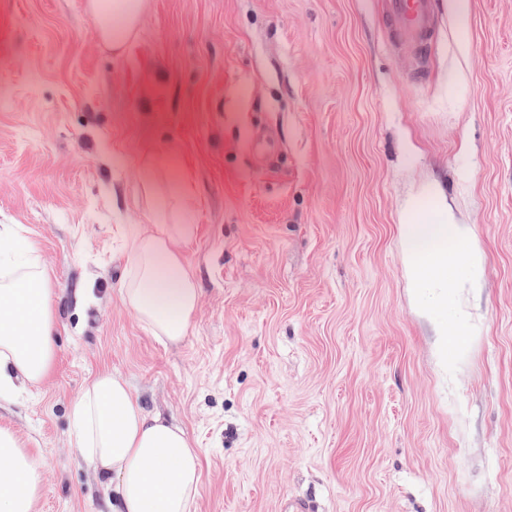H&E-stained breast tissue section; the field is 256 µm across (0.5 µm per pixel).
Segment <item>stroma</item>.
<instances>
[{
  "mask_svg": "<svg viewBox=\"0 0 512 512\" xmlns=\"http://www.w3.org/2000/svg\"><path fill=\"white\" fill-rule=\"evenodd\" d=\"M470 2L462 25L436 0L419 55L384 0H148L118 55L84 0H0V225L57 320L48 379L0 401L41 464L36 512H112L69 420L106 369L198 449L197 512H512V0ZM148 159L174 161L168 221L192 227L176 345L117 287ZM433 180L483 258L444 318L399 224Z\"/></svg>",
  "mask_w": 512,
  "mask_h": 512,
  "instance_id": "1",
  "label": "stroma"
}]
</instances>
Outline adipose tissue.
Here are the masks:
<instances>
[{
    "instance_id": "obj_1",
    "label": "adipose tissue",
    "mask_w": 512,
    "mask_h": 512,
    "mask_svg": "<svg viewBox=\"0 0 512 512\" xmlns=\"http://www.w3.org/2000/svg\"><path fill=\"white\" fill-rule=\"evenodd\" d=\"M97 29L113 50L126 47L146 9V0H89ZM408 273L428 289L439 313L454 307L455 278L479 279L482 258L459 250L468 238L449 208L442 185H424L400 216ZM186 224H159L131 236L133 278L120 296L161 340L187 335L198 300L194 277L174 244L188 237ZM27 239L0 228V400L17 384L40 386L55 362L54 290L35 264ZM72 441L79 455L112 482V512H196L199 454L185 431L148 415L119 375L98 374L70 404ZM41 466L15 432L0 428V512H35Z\"/></svg>"
}]
</instances>
